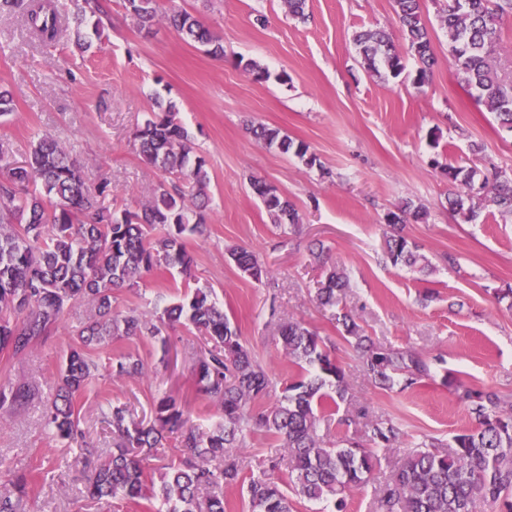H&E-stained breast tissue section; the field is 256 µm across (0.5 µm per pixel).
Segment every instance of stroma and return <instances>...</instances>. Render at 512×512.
<instances>
[{
	"mask_svg": "<svg viewBox=\"0 0 512 512\" xmlns=\"http://www.w3.org/2000/svg\"><path fill=\"white\" fill-rule=\"evenodd\" d=\"M111 17L101 45L81 51L73 37L42 45L30 39L19 14H0V87L14 100L0 118V144L20 161L42 133L52 134L82 164L89 182L112 180L116 210L147 202L162 172L149 168L132 145L134 130L156 112L158 101L177 105V121L205 156L210 206L207 233L187 239L194 258L179 270L148 278L118 294L121 309L152 313L182 295L185 286H208L224 305L258 359L279 382L297 374L281 354L277 326L304 320L325 338L349 383L348 395L321 434L364 439L371 424L393 420L407 441L431 436L451 443L475 425L457 400L453 381L488 386L512 397V312L496 290L512 287V219L462 222L448 211L451 185L432 158L490 170L512 169V132L502 128L448 60V35L438 18L442 0H422L437 65L415 84L418 63L406 56L399 78L364 65L353 35L364 27L394 24L393 0H309V21L288 15L281 0H157L159 12L197 14L219 37L215 57L186 42L166 21L143 29L123 0H102ZM265 24H257V16ZM265 67L267 82H253L247 61ZM287 82H280V73ZM263 123L309 145L319 168L255 141L246 126ZM439 131L432 143L431 131ZM483 145L482 154L469 150ZM260 178L294 203L300 224L276 229L250 181ZM424 206L426 220L403 233L430 266L421 272L381 255L389 213L404 202ZM320 242L349 277L343 303L382 347L409 348L431 365L432 376L413 390H382L364 375L357 353L340 335L330 308L314 300L322 263L310 247ZM252 250L270 270L258 283L241 273L228 247ZM89 317L81 304L27 355L0 354V379L38 388L20 410L0 416V487L11 470L32 465L45 473L30 512H142L119 499L91 502L83 468H65L64 443L42 420L58 387L60 359ZM201 345L187 328L161 338L133 336L100 349L92 387L78 401L81 427L96 447L112 446L102 423L109 403L148 412L163 394L184 397ZM126 352L147 373L116 379L109 359Z\"/></svg>",
	"mask_w": 512,
	"mask_h": 512,
	"instance_id": "obj_1",
	"label": "stroma"
}]
</instances>
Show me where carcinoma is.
<instances>
[{"label":"carcinoma","instance_id":"cac0c4a2","mask_svg":"<svg viewBox=\"0 0 512 512\" xmlns=\"http://www.w3.org/2000/svg\"><path fill=\"white\" fill-rule=\"evenodd\" d=\"M126 13L142 27L159 21L156 0H123ZM74 10L60 13L55 0H0V10L21 7L24 23L40 40L68 32L74 43L86 44L84 28L96 37L104 30L100 0H73ZM396 22L408 52L418 61L416 81L424 83L436 59L420 0H393ZM512 18V0H446L439 20L448 32V60L466 85L479 94L487 110L512 131V76L494 65L504 21ZM191 41L214 55L224 46L197 16L178 11L165 16ZM354 43L368 69L393 78L404 71V56L391 33L381 27L356 33ZM168 103L134 134L142 161L163 171L153 198L120 212L112 208V183L103 177L87 184L82 167L56 139L43 135L31 145L24 161L0 163V351L12 357L26 354L75 305L91 308L78 330L76 346L63 358L59 393L47 406L46 425L62 440L80 443L75 463L95 462L86 497L100 500L123 496L154 512H226L224 486L246 485L252 512H294L295 499L324 503L327 512H346L347 492L374 480L377 448L400 450L403 433L392 422L372 426L364 441H331L319 434L321 422L344 401L348 385L325 341L302 320L279 325L282 351L300 374L284 387L231 326L224 309L207 288H187L183 297L155 316L113 305L115 291L137 288L149 275L174 268L186 272L193 257L186 240L205 234L201 211L209 203L206 159L196 154L188 131L175 119ZM251 135L284 154L293 153L307 167L320 166L309 145L296 142L277 128L250 124ZM455 190L448 193L450 210L469 223L480 210L491 208L512 217V176L488 177L477 167L441 166ZM279 229L300 223L295 205L266 181L250 180ZM424 207L407 201L389 214L393 233L383 251L395 263L414 266L425 257L402 234L410 219L423 220ZM230 259L251 279L268 275L265 266L244 247L228 250ZM349 287L346 273L334 265L324 272L316 290L323 307H338ZM336 321L344 338L360 353L365 375L384 390L405 391L431 377L430 364L410 349L376 346L353 316L341 311ZM182 325L203 338L192 365L195 392L217 409L222 422L205 431L193 421L187 404L160 398L152 418L137 420L124 405H112L102 422L116 437L114 448L102 454L80 428L78 399L90 385L97 365L92 353L107 339L159 336ZM118 378L145 374L142 361L130 354L112 358ZM458 399L477 427L454 436L446 453L432 441H422L401 454L390 481L381 490L374 512H512V402L499 391L454 384ZM278 395L275 402L265 400ZM32 397L24 385L0 384V414H9ZM270 433L277 442L270 470L273 477L244 475L237 454L254 430ZM177 434L181 456L161 466L159 480L150 461L153 449L167 434ZM36 483L26 468L11 471L10 489L0 492V512H25L24 503Z\"/></svg>","mask_w":512,"mask_h":512}]
</instances>
